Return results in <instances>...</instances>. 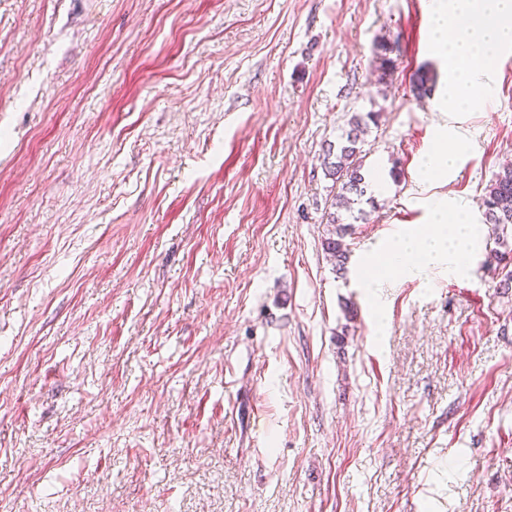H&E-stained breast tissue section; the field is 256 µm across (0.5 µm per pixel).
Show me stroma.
I'll return each mask as SVG.
<instances>
[{
  "instance_id": "obj_1",
  "label": "stroma",
  "mask_w": 512,
  "mask_h": 512,
  "mask_svg": "<svg viewBox=\"0 0 512 512\" xmlns=\"http://www.w3.org/2000/svg\"><path fill=\"white\" fill-rule=\"evenodd\" d=\"M432 6L0 0V512H512L493 241L367 286L512 162V50L449 110ZM369 112L340 275L322 153ZM467 147V143L461 140H448L442 143L424 164L425 179H433L448 173L454 166L458 155Z\"/></svg>"
}]
</instances>
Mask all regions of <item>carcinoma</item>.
Here are the masks:
<instances>
[{"label": "carcinoma", "instance_id": "cac0c4a2", "mask_svg": "<svg viewBox=\"0 0 512 512\" xmlns=\"http://www.w3.org/2000/svg\"><path fill=\"white\" fill-rule=\"evenodd\" d=\"M390 52L387 42L377 43L376 59L383 77L394 68V60L388 57ZM432 89L431 77L425 72L418 73L414 79L417 98L429 96ZM371 122H376L374 112H368L364 116L353 115L348 121L349 129L345 131V141L336 148L328 147L323 157L325 170L339 187L335 195V211L327 215V224L332 226V230L329 237L323 240L322 246L330 259L334 260L338 271L345 268L348 254L344 243L347 225L343 222L341 211L352 212L353 205L360 203L367 193L368 184L361 173L362 167L357 154L360 153L358 144L362 142V135ZM481 206L484 208L485 224L490 226L489 238L501 247L508 246V231L512 230V165L502 166L493 175L490 184L485 187ZM499 261L503 262V266L498 288L505 295L512 290V262L506 259L504 252L500 253Z\"/></svg>", "mask_w": 512, "mask_h": 512}]
</instances>
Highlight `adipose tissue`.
<instances>
[{"mask_svg":"<svg viewBox=\"0 0 512 512\" xmlns=\"http://www.w3.org/2000/svg\"><path fill=\"white\" fill-rule=\"evenodd\" d=\"M432 34L448 58L454 77L448 86V105L461 109L488 93L487 85L463 75L465 62L481 60L492 66L503 49L512 46V0H436L432 9ZM432 232L413 231L386 244L370 269L381 268L396 275L409 270L424 271L447 261L450 272L467 276L471 268L478 232L466 222L463 212L435 210Z\"/></svg>","mask_w":512,"mask_h":512,"instance_id":"ef3b65f1","label":"adipose tissue"}]
</instances>
